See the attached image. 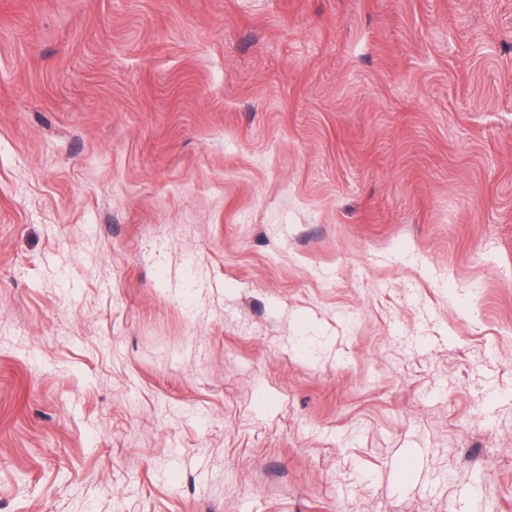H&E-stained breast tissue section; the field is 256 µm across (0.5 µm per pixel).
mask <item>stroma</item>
Here are the masks:
<instances>
[{"label":"stroma","mask_w":512,"mask_h":512,"mask_svg":"<svg viewBox=\"0 0 512 512\" xmlns=\"http://www.w3.org/2000/svg\"><path fill=\"white\" fill-rule=\"evenodd\" d=\"M0 512H512V0H0Z\"/></svg>","instance_id":"35a3bbf8"}]
</instances>
